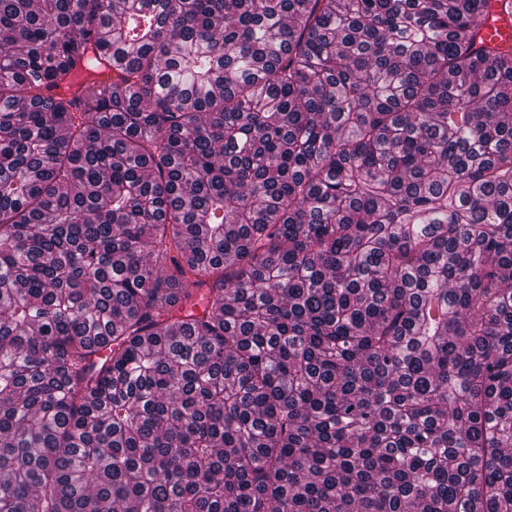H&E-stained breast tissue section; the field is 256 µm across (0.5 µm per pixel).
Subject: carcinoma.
<instances>
[{"instance_id": "1", "label": "carcinoma", "mask_w": 512, "mask_h": 512, "mask_svg": "<svg viewBox=\"0 0 512 512\" xmlns=\"http://www.w3.org/2000/svg\"><path fill=\"white\" fill-rule=\"evenodd\" d=\"M496 2L0 0V512H512Z\"/></svg>"}]
</instances>
